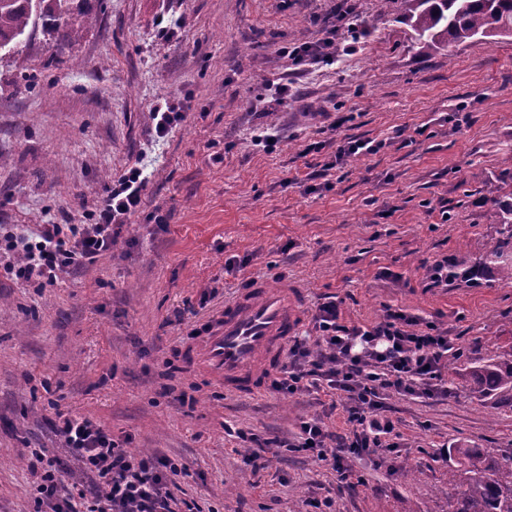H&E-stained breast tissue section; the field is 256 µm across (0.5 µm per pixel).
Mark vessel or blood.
Instances as JSON below:
<instances>
[{"label": "vessel or blood", "mask_w": 512, "mask_h": 512, "mask_svg": "<svg viewBox=\"0 0 512 512\" xmlns=\"http://www.w3.org/2000/svg\"><path fill=\"white\" fill-rule=\"evenodd\" d=\"M300 315L296 289H244L208 322L195 357L226 392L253 391L281 367Z\"/></svg>", "instance_id": "obj_1"}]
</instances>
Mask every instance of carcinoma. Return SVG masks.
Masks as SVG:
<instances>
[{
	"mask_svg": "<svg viewBox=\"0 0 512 512\" xmlns=\"http://www.w3.org/2000/svg\"><path fill=\"white\" fill-rule=\"evenodd\" d=\"M74 0H0V48L10 46L33 18L60 35L57 49L78 35L71 21ZM405 17L418 44L439 49L448 42L491 37L499 30L512 35V0H405ZM512 282V208L503 212L497 237L478 258H463L448 267V281L469 282L483 271ZM472 393L494 396L512 407V346L495 357L473 362L466 374ZM452 491L448 512H512V454L496 457L474 448H450Z\"/></svg>",
	"mask_w": 512,
	"mask_h": 512,
	"instance_id": "carcinoma-1",
	"label": "carcinoma"
}]
</instances>
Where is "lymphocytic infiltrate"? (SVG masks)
<instances>
[{"instance_id":"f902f5d3","label":"lymphocytic infiltrate","mask_w":512,"mask_h":512,"mask_svg":"<svg viewBox=\"0 0 512 512\" xmlns=\"http://www.w3.org/2000/svg\"><path fill=\"white\" fill-rule=\"evenodd\" d=\"M144 189L143 170L135 165L106 185L87 223L44 224L32 237L0 235V270L28 288L56 286L70 267L94 264L111 252L122 228L141 211ZM313 321L314 335L289 339L288 362L272 388L291 394L315 389L342 408L343 432L330 430L318 416L303 419L296 448L344 481L349 477L347 458L399 448L400 433L387 413V397L444 394L442 370L461 350L447 333L421 326L399 308H387L374 323H353L330 295L319 303ZM53 431L65 457L32 453L33 463L43 466L35 499L46 512H202L196 503L176 501L170 491L177 479L190 477L188 464L159 454H132L123 439L100 423L61 411ZM69 459L98 487V495H87L82 488L63 490Z\"/></svg>"}]
</instances>
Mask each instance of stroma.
Masks as SVG:
<instances>
[{
    "instance_id": "stroma-1",
    "label": "stroma",
    "mask_w": 512,
    "mask_h": 512,
    "mask_svg": "<svg viewBox=\"0 0 512 512\" xmlns=\"http://www.w3.org/2000/svg\"><path fill=\"white\" fill-rule=\"evenodd\" d=\"M64 54L41 23L0 51V230L82 223L134 162L143 210L110 253L61 285L0 275V512H37L30 449L52 447L56 410L89 417L135 454L191 465L173 494L207 512H448V450L512 453V409L464 385L470 358L512 344V284H436L434 265L479 256L512 203V36L422 51L402 0H86ZM336 26V62L296 71L280 47ZM288 84L287 102L263 98ZM184 120L155 139L151 108ZM278 132L275 150L261 135ZM379 152L327 169L347 138ZM322 148L304 153L305 145ZM222 161H214V153ZM168 230L155 232L151 212ZM243 260L230 272L228 258ZM288 280L346 320L392 306L456 338L444 397L386 401L404 446L351 457L356 482L275 449L247 471L244 429L295 440L323 394H228L184 356L240 288ZM192 391L194 405L176 394Z\"/></svg>"
}]
</instances>
